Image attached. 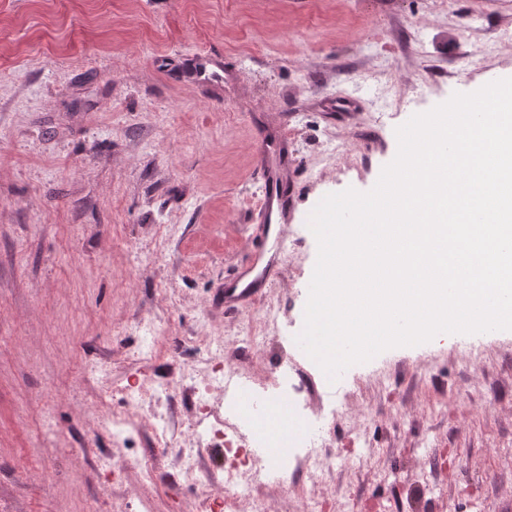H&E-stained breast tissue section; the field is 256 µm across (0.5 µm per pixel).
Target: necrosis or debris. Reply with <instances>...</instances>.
<instances>
[{
    "instance_id": "1",
    "label": "necrosis or debris",
    "mask_w": 512,
    "mask_h": 512,
    "mask_svg": "<svg viewBox=\"0 0 512 512\" xmlns=\"http://www.w3.org/2000/svg\"><path fill=\"white\" fill-rule=\"evenodd\" d=\"M151 357L166 353L175 363L178 382L167 375L149 371L140 380L118 386L112 382V368L104 362L85 366V375L100 389L104 413L99 427L83 434L82 444L87 448L105 446L101 467L108 478H119L129 465L140 471L145 494L136 501H122L112 512H154L147 489L153 485L157 467L154 458L136 456L134 448L140 431L142 413L154 417L153 444L158 453L175 449L171 481L206 492L199 504V512H211L212 499H220L225 512H267L263 497L268 470L257 451L261 448L292 447L286 463L275 470L278 483L285 488L294 484L296 476L322 478L330 472L329 448L326 434L311 438L307 431L286 437L284 430H259L264 415L243 412L233 389L234 383L249 382L251 376L244 369L224 362V350L218 339L197 337L192 346H185L174 336L154 337ZM280 363L269 375L268 381L253 389L260 402H284L304 423L311 422V394L299 372L288 367L287 353H280ZM191 405L201 419L190 433H179L181 408ZM233 438L237 447L247 449L243 463L228 468H211L207 462L209 449L223 447L226 438Z\"/></svg>"
}]
</instances>
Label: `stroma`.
<instances>
[{
    "label": "stroma",
    "instance_id": "35a3bbf8",
    "mask_svg": "<svg viewBox=\"0 0 512 512\" xmlns=\"http://www.w3.org/2000/svg\"><path fill=\"white\" fill-rule=\"evenodd\" d=\"M204 53L218 75L191 68ZM492 78H512V0H0V512L138 497L136 468L104 484L74 446L101 417L79 365L140 375L132 346L104 342L140 320L230 338L272 305L298 335L314 207L371 190L398 126ZM261 132L284 157L293 243L262 301L228 311L225 286L268 234L251 221ZM313 404L360 435L333 448L326 479L289 496L267 485L271 512L309 496L352 512H512V330L383 351L346 396ZM171 463L155 512H197Z\"/></svg>",
    "mask_w": 512,
    "mask_h": 512
}]
</instances>
